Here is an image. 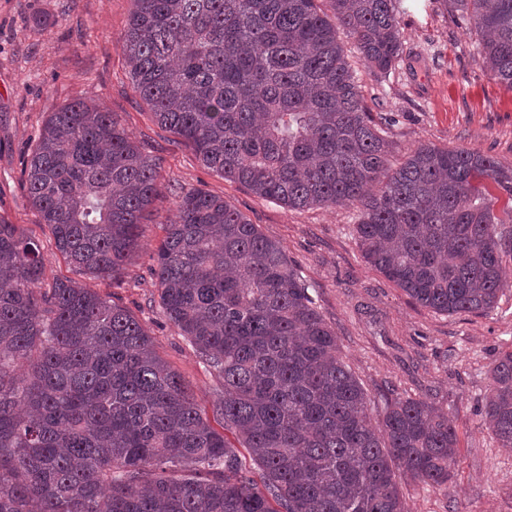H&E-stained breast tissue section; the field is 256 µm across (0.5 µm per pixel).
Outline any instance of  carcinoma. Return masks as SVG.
Instances as JSON below:
<instances>
[{"label": "carcinoma", "instance_id": "cac0c4a2", "mask_svg": "<svg viewBox=\"0 0 512 512\" xmlns=\"http://www.w3.org/2000/svg\"><path fill=\"white\" fill-rule=\"evenodd\" d=\"M325 2L132 0L121 50L154 120L206 168L293 209L359 206L364 257L412 300L488 312L512 169L431 146L392 167L389 122L364 105L340 33L388 72L396 0ZM441 2L512 88V0ZM25 173L64 259L119 280L159 164L117 113L83 100L50 113ZM152 259L167 320L222 383L209 410L128 308L71 280L44 286L40 244L0 217V512H406L400 475L448 492V412L389 394L373 424L310 286L223 197L182 192ZM482 416L512 449V351Z\"/></svg>", "mask_w": 512, "mask_h": 512}]
</instances>
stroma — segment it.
<instances>
[{
    "instance_id": "stroma-1",
    "label": "stroma",
    "mask_w": 512,
    "mask_h": 512,
    "mask_svg": "<svg viewBox=\"0 0 512 512\" xmlns=\"http://www.w3.org/2000/svg\"><path fill=\"white\" fill-rule=\"evenodd\" d=\"M131 7V0H0V216L39 240L46 282L69 279L131 310L157 353L210 406L219 379L163 316L151 250L181 191L224 197L283 246L372 398H428L452 417L459 437L453 482L443 495L405 481L407 512H512V451L498 447L480 415L494 362L512 350V244L502 254L509 284L490 312L448 315L414 303L365 262L355 208L294 210L259 198L204 167L189 145L154 121L119 47ZM399 7L403 39L395 68L379 74L359 55L350 57L365 104L390 121L392 164L417 146L434 145L478 150L512 168V89L483 69L477 33L455 24L440 0H399ZM76 99L118 113L161 165L153 203L160 221L144 225L143 248L117 282L67 264L23 186L38 130L49 113Z\"/></svg>"
}]
</instances>
